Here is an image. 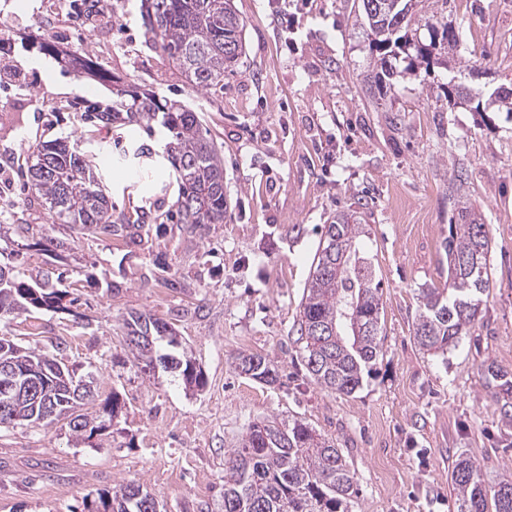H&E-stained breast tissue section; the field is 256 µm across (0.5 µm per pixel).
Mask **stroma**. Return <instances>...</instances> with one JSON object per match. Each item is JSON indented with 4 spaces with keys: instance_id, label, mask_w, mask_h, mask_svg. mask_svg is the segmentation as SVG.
<instances>
[{
    "instance_id": "stroma-1",
    "label": "stroma",
    "mask_w": 512,
    "mask_h": 512,
    "mask_svg": "<svg viewBox=\"0 0 512 512\" xmlns=\"http://www.w3.org/2000/svg\"><path fill=\"white\" fill-rule=\"evenodd\" d=\"M0 0L11 31L0 58L22 74L0 89V264L29 284L62 274L73 304L0 317V337L74 366L92 381L90 413L118 398L100 434L78 439L67 421L0 430V512H87L133 482L161 512H224V462L263 418L306 421L348 455L359 494L351 512H457L449 474L476 459L486 483L512 477V424L489 396L487 366L512 375V118L491 93L512 88V0H417L409 36L428 42L424 17L444 16L461 45L441 64L414 50L379 61L357 0H234L245 50L221 90L204 93L169 66L146 34L141 0H112L113 33L72 21L68 0ZM91 58L122 82L152 89L195 112L224 158L228 217L204 228L145 219L138 232L102 236L51 224L20 169L30 145L98 140L156 151L152 122L98 128L74 110L112 102L110 86L41 54L42 41ZM466 97H449L448 82ZM398 116L390 124L389 116ZM464 160L465 189L489 226L494 276L482 317L448 355L423 353L413 337L420 288L443 285L441 248L453 202L449 182ZM165 190L136 168L110 169L114 214ZM357 211L362 247L382 282L384 356L346 396L309 381L293 325L319 242L317 228ZM28 225L17 234L15 225ZM62 243L53 260L40 240ZM134 313L170 323L203 387L138 364L124 321ZM277 362L265 385L235 372L238 354Z\"/></svg>"
}]
</instances>
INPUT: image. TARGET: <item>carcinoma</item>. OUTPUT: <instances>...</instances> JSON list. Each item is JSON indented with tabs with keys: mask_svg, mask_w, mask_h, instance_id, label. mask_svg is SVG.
<instances>
[{
	"mask_svg": "<svg viewBox=\"0 0 512 512\" xmlns=\"http://www.w3.org/2000/svg\"><path fill=\"white\" fill-rule=\"evenodd\" d=\"M358 9L367 22L372 46L381 63L394 49L402 48L412 15L405 12L411 0H401L394 13H372L374 0H359ZM142 14L156 48L168 64L189 84L208 92L224 87V74L236 69L242 56L243 22L233 0H142ZM441 31L448 49L457 46L455 31L435 17L425 21ZM110 112L80 111V119L100 127L117 121L127 125L157 120L167 129L170 142L166 157L177 175L178 223L192 228L222 224L227 217L224 196V159L200 129L195 113L157 99L150 90L127 85L116 90ZM30 189L42 200L53 224H77L110 235L117 224L140 223V218L112 217V202L96 172L75 148L65 141L37 143L26 161ZM464 164L453 169L454 222L442 242L448 263V280L442 288H423L414 340L429 355L445 354L470 334L478 322L485 292L491 282V238L488 225L463 188ZM361 225L342 214L323 226L294 325L297 357L311 382L332 393L351 395L362 385L383 355L381 338V283L372 258L358 243ZM62 289L34 288L9 272L0 279V309L19 314L33 307L51 311L67 309ZM129 343L145 366L158 363L179 372L183 380L203 385L201 370L174 352L176 331L163 319L135 314L126 321ZM166 342L162 353L156 343ZM0 361H11L32 379L46 372L49 383L41 398H17L12 406L16 425L44 422L42 409L49 402L58 411L74 416L70 426L81 436L105 428L99 416L83 412L92 400L91 387L74 380L69 368L54 371L57 359L0 337ZM239 374L272 385L279 380L278 366L258 353H241L233 361ZM496 381L491 397L504 421L512 422V378L493 367ZM224 512H349L358 493L355 472L336 444L317 434L308 423L295 419L286 424L266 419L249 424L238 447L225 460ZM450 481L456 491L458 512H512V478L485 485L471 459L454 465ZM153 497L130 482L101 499L102 512H149Z\"/></svg>",
	"mask_w": 512,
	"mask_h": 512,
	"instance_id": "carcinoma-1",
	"label": "carcinoma"
}]
</instances>
